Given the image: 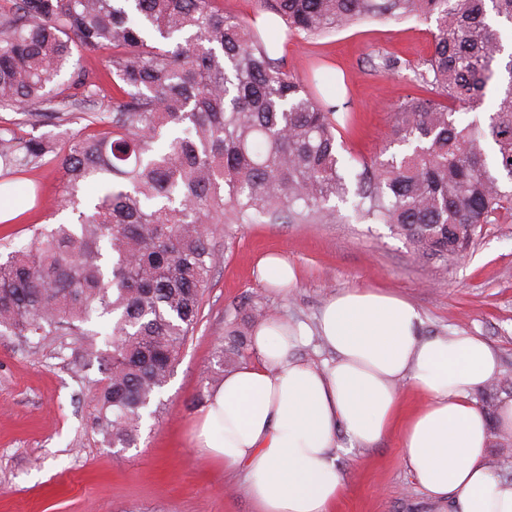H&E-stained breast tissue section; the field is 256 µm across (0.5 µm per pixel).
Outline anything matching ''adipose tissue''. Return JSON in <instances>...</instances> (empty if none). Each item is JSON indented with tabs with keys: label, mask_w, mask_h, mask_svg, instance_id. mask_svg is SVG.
<instances>
[{
	"label": "adipose tissue",
	"mask_w": 512,
	"mask_h": 512,
	"mask_svg": "<svg viewBox=\"0 0 512 512\" xmlns=\"http://www.w3.org/2000/svg\"><path fill=\"white\" fill-rule=\"evenodd\" d=\"M401 296L346 288L324 305L316 333L335 354L296 356L305 327L285 321L253 338L257 362L225 376L206 401L196 440L244 470L259 512H331L344 490L339 456L397 434L403 462L450 512H512V480L488 459L489 423L475 395L501 373L499 354L467 331L422 333ZM422 405L405 412L402 389Z\"/></svg>",
	"instance_id": "obj_1"
}]
</instances>
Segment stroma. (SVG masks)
Segmentation results:
<instances>
[{"label":"stroma","instance_id":"1","mask_svg":"<svg viewBox=\"0 0 512 512\" xmlns=\"http://www.w3.org/2000/svg\"><path fill=\"white\" fill-rule=\"evenodd\" d=\"M433 29L417 18L369 22L282 44L285 68L297 78L323 64L345 80L339 100L352 121L339 137L343 156L375 166L404 154L392 135L393 110L417 92L411 68L430 58ZM386 53L408 69L378 71ZM58 181L52 164L7 177L10 191L0 199L26 216L0 223L1 241L25 245L32 225L52 222L47 201ZM216 250L220 260L162 391V409L144 418L132 447H106L93 432L92 399L102 374L79 343L60 351L0 337V512H256L243 475L225 472L194 440L204 408L199 394L225 325L254 297L275 317L312 328L337 291L385 288L421 311L423 335L483 336L499 353L502 375L512 378V217L483 225L467 252L445 266L418 259L387 225L361 223L346 205L332 224L233 227L218 237ZM269 254L288 259L295 287L278 291L261 280L257 261ZM337 465L345 486L333 512H448L419 489L397 436L343 455Z\"/></svg>","mask_w":512,"mask_h":512}]
</instances>
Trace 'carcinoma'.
<instances>
[{
  "label": "carcinoma",
  "instance_id": "1",
  "mask_svg": "<svg viewBox=\"0 0 512 512\" xmlns=\"http://www.w3.org/2000/svg\"><path fill=\"white\" fill-rule=\"evenodd\" d=\"M253 20L219 0H0V168L63 172L60 207L72 217L35 225L30 243L0 253V336H36L66 348L79 336L105 377L95 396L101 443L128 448L144 415L162 406L184 342L198 322L216 264L217 230L232 224H333V199L365 224H386L415 256L443 266L476 230L512 210V53L501 27L512 0H257ZM435 23L430 59L415 71L421 95L404 98L392 133L410 151L375 169L343 160L348 115L325 88L276 57L275 33L324 36L364 22ZM103 58L112 111L84 112L102 96L84 58ZM500 85L484 124L457 121ZM60 129L39 136L22 126ZM100 194L83 201L88 183ZM112 318L96 348L93 320ZM260 301L226 325L218 369L238 368Z\"/></svg>",
  "mask_w": 512,
  "mask_h": 512
}]
</instances>
